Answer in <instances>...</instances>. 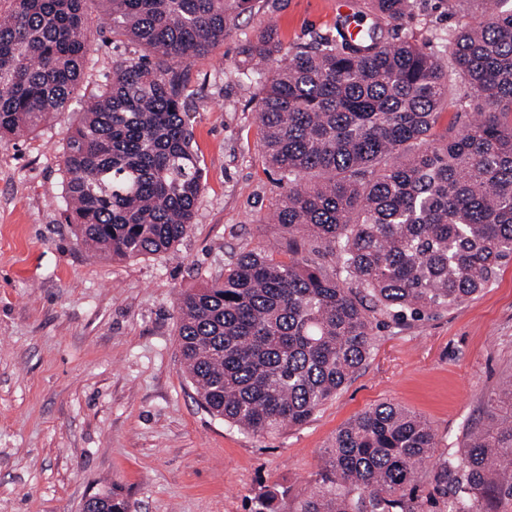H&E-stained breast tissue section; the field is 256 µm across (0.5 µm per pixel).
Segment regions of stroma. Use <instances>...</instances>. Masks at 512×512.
Listing matches in <instances>:
<instances>
[{
	"instance_id": "1",
	"label": "stroma",
	"mask_w": 512,
	"mask_h": 512,
	"mask_svg": "<svg viewBox=\"0 0 512 512\" xmlns=\"http://www.w3.org/2000/svg\"><path fill=\"white\" fill-rule=\"evenodd\" d=\"M96 35L68 111L0 142V512H81L115 488L131 512H250L261 488H312L323 451L355 415L391 402L426 420L438 453L495 412L512 378V264L478 295L419 320L379 323L367 363L301 427L257 437L208 413L178 352L180 292L224 273L244 250L284 260L272 220L278 175L260 148L258 89L241 47L272 29L284 52L351 23L335 0H251L223 46L188 68V124L205 188L195 222L164 256L109 259L76 242L61 205L63 155L79 104L134 44ZM442 0H415L398 38L448 53Z\"/></svg>"
}]
</instances>
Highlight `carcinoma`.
<instances>
[{
	"label": "carcinoma",
	"instance_id": "1",
	"mask_svg": "<svg viewBox=\"0 0 512 512\" xmlns=\"http://www.w3.org/2000/svg\"><path fill=\"white\" fill-rule=\"evenodd\" d=\"M0 140L64 111L94 32L88 0H5ZM106 32L143 49L112 60L63 159L65 221L92 251H172L204 189L186 117L187 65L224 43L251 0H98ZM413 0H364L376 24L353 43L320 37L289 54L271 31L245 43L259 88L261 147L280 173L274 212L288 260L239 253L224 275L177 298L185 374L212 415L254 436L304 425L370 358L378 316L422 318L470 299L512 261V0H448L460 18L448 61L416 37L391 42ZM461 83L472 97L455 96ZM477 117L453 133L444 113ZM336 258L327 271L305 255ZM509 414L432 458L436 435L390 402L360 413L324 451L317 486L288 512H495L512 498ZM429 499L414 494L420 480ZM269 488L251 512H280ZM90 512H128L112 490Z\"/></svg>",
	"mask_w": 512,
	"mask_h": 512
}]
</instances>
